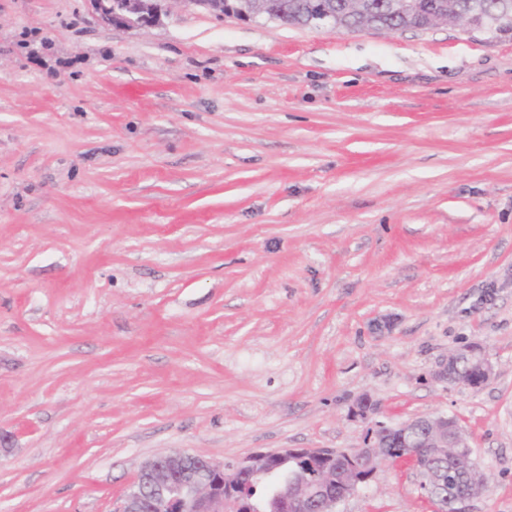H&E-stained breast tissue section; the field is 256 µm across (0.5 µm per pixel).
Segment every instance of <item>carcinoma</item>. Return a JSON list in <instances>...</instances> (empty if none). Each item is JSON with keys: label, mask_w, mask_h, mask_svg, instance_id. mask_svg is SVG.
I'll list each match as a JSON object with an SVG mask.
<instances>
[{"label": "carcinoma", "mask_w": 512, "mask_h": 512, "mask_svg": "<svg viewBox=\"0 0 512 512\" xmlns=\"http://www.w3.org/2000/svg\"><path fill=\"white\" fill-rule=\"evenodd\" d=\"M415 9L401 15L395 12L392 0H200L217 16L234 14L257 19L266 16L284 24L311 26L320 9L332 14L333 28L338 31L403 30L425 31L448 17V11L473 14L472 29L497 38L512 34V0H417ZM119 11L132 18L158 16L157 0H114ZM413 449L394 440L386 444L388 461L411 457Z\"/></svg>", "instance_id": "obj_1"}]
</instances>
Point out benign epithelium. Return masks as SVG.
Returning <instances> with one entry per match:
<instances>
[{
  "label": "benign epithelium",
  "mask_w": 512,
  "mask_h": 512,
  "mask_svg": "<svg viewBox=\"0 0 512 512\" xmlns=\"http://www.w3.org/2000/svg\"><path fill=\"white\" fill-rule=\"evenodd\" d=\"M97 18L113 26H142L143 20H128L112 11V0H91ZM465 360L469 369L486 384L493 372L486 352L478 345H469L448 355L445 363L435 372L440 381H450L457 371V363ZM401 440L415 449V464L423 460H439L449 463L464 474L466 488L464 495L453 503V512H466L465 504L483 495L489 488L487 476L480 470L472 456H462L459 449L468 446L463 433L455 428L450 417L422 416L395 426ZM336 454L331 448H282L256 452L236 461L224 472V465L200 458L195 470L188 474L183 470L185 453L174 452L157 455L141 467L133 489L122 500L118 512H144L155 500L160 501L159 512H185L190 503L193 512H255L254 504L248 497V484L243 478L259 475L282 468L295 460L322 459ZM352 465H362L375 473L384 460V444L380 437L369 439L367 447L356 448L348 456ZM448 470L435 466L429 470L421 486V493L434 501L445 512L441 490L446 483ZM335 477L329 470L320 477L321 488L299 480L296 473L288 472V478L273 494L282 512H309L312 504H319L321 512H336L337 504L346 497L357 493L359 483L346 482L341 495L334 494L332 486Z\"/></svg>",
  "instance_id": "benign-epithelium-1"
}]
</instances>
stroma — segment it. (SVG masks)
Instances as JSON below:
<instances>
[{
  "label": "stroma",
  "instance_id": "1",
  "mask_svg": "<svg viewBox=\"0 0 512 512\" xmlns=\"http://www.w3.org/2000/svg\"><path fill=\"white\" fill-rule=\"evenodd\" d=\"M429 414L512 512V34L0 0V512ZM337 510L435 512L404 461ZM117 5L119 11L132 18L141 15H150L155 19L158 16L159 4L156 0H112ZM112 1L110 0H91V4L97 18L113 26H150L143 21V18L137 22L129 21L119 13H112ZM127 2V3H123ZM466 360L469 364V369L473 371L479 380L478 387H471L477 389L486 384L493 372L492 364L486 352L478 345H469L464 348L453 352L448 355L445 363H442L439 369L435 372V377L440 381L449 382L457 371V363Z\"/></svg>",
  "mask_w": 512,
  "mask_h": 512
}]
</instances>
